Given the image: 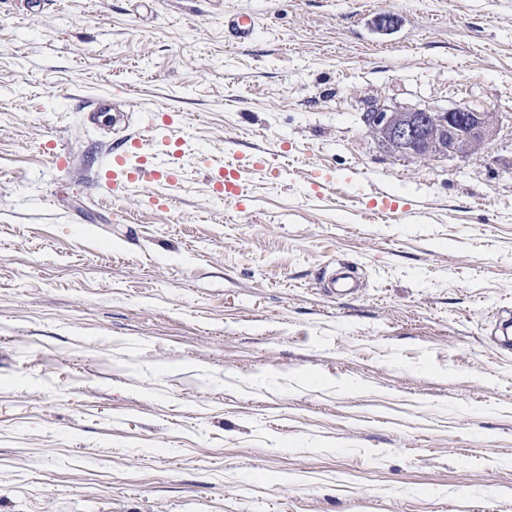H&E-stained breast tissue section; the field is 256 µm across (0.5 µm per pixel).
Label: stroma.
I'll return each mask as SVG.
<instances>
[{"mask_svg": "<svg viewBox=\"0 0 512 512\" xmlns=\"http://www.w3.org/2000/svg\"><path fill=\"white\" fill-rule=\"evenodd\" d=\"M377 99L504 122L404 158ZM171 111L180 181L105 198ZM0 512H512V0H0ZM224 30L234 44H244L253 40L258 33V25L253 15L231 12L224 15ZM225 170L221 169L219 175L222 181H219L216 188L219 194H224L228 199H239L243 196L244 189L240 183L241 176L233 164H226ZM224 178V180H223ZM326 290L332 295H354L360 292V283L355 272L349 268H332L331 275L327 280Z\"/></svg>", "mask_w": 512, "mask_h": 512, "instance_id": "1", "label": "stroma"}]
</instances>
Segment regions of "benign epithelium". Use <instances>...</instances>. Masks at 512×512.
<instances>
[{
  "mask_svg": "<svg viewBox=\"0 0 512 512\" xmlns=\"http://www.w3.org/2000/svg\"><path fill=\"white\" fill-rule=\"evenodd\" d=\"M363 121L406 157L467 158L496 138L502 118L497 112L463 106L435 112L376 100L366 107Z\"/></svg>",
  "mask_w": 512,
  "mask_h": 512,
  "instance_id": "benign-epithelium-1",
  "label": "benign epithelium"
}]
</instances>
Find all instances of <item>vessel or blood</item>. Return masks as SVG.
Returning <instances> with one entry per match:
<instances>
[{
  "mask_svg": "<svg viewBox=\"0 0 512 512\" xmlns=\"http://www.w3.org/2000/svg\"><path fill=\"white\" fill-rule=\"evenodd\" d=\"M224 28L232 43L243 44L253 40L258 33V25L253 15L232 12L224 17ZM174 120L163 115L161 122L151 123L146 135L123 140L119 149L113 150L108 164L104 186L113 197H122L129 184L140 180L172 183L178 178L174 163L160 159L158 152L145 151L146 142L170 146L173 142ZM218 193L230 199L241 198L244 189L241 176L233 165H226L220 173ZM327 289L332 295H354L360 291V283L351 269L332 270L327 280Z\"/></svg>",
  "mask_w": 512,
  "mask_h": 512,
  "instance_id": "vessel-or-blood-1",
  "label": "vessel or blood"
}]
</instances>
